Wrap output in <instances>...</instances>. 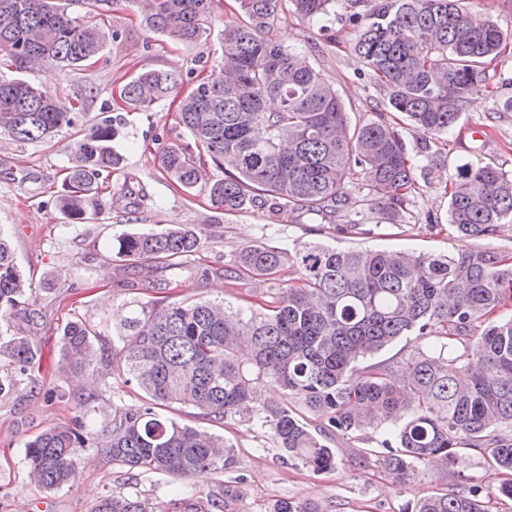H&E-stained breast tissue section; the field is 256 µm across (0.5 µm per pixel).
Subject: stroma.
I'll return each instance as SVG.
<instances>
[{
	"instance_id": "stroma-1",
	"label": "stroma",
	"mask_w": 512,
	"mask_h": 512,
	"mask_svg": "<svg viewBox=\"0 0 512 512\" xmlns=\"http://www.w3.org/2000/svg\"><path fill=\"white\" fill-rule=\"evenodd\" d=\"M233 5L234 0H215L210 31L192 45H173L147 31L135 11L118 10L110 13L108 23L120 37L106 41L92 68L0 65V80L21 79L51 90L73 112L72 125L51 139L23 143L0 138V234L10 241L18 267L33 285L28 304L12 318L10 330L33 337L39 354L36 370L17 376L20 394L0 396V512H88L98 497L129 492L147 496L157 512H175L172 501L179 498L183 481L150 471L130 479L126 467L101 448L80 450L78 479L72 486L46 490L30 481L25 443L48 427L70 423L74 403L84 402L87 422L99 431L111 424L115 404L136 408L144 401L142 392L127 384L122 369L100 379L91 369L64 365L62 334L69 322L79 319L89 325L100 337L99 347L112 355L122 346L118 329L134 304L167 295L174 301L190 296L237 307L268 297L294 278L292 268L268 279L238 281L220 274L242 248L255 243L287 253L309 241L362 252L388 248L452 254L472 248V241L448 230L447 179L466 162H495L512 171V112L501 109L504 100L512 99L509 55L487 62L491 95L472 96L447 140L399 124L417 182L409 205L411 223H389L383 206L377 205L363 214L366 233L339 234L309 214L266 208L224 212L211 205L209 188L202 183L190 191L178 188L159 161L162 146L191 139L178 123L176 103L167 99L148 110L125 112L119 94L145 68L180 75V94L191 91L205 71L222 62L220 39L225 22L233 18ZM276 34L284 45L305 54L336 88L351 121L366 122L388 112L386 90L370 80L350 50L354 28L348 19L333 18L323 29L290 15L278 21ZM118 113L127 123V137L120 144L124 167L104 184L100 214L72 221L58 198L76 140L104 117ZM183 224L199 229L204 244L178 270L157 261L145 276L112 252L115 234ZM205 268L211 269L210 277H202ZM48 392L54 393L53 401L45 400ZM158 412L208 430L233 446L235 467L196 482L193 492L204 500L219 493L225 481H240L244 494L237 512H269L281 499L313 503L321 512H402L406 503L456 491L475 496L486 512H512V500L497 493L503 474L469 448L461 449L463 462L458 466L429 464L400 482L375 464L360 463L359 449L377 450L379 432L369 429L357 439L338 434L328 442L336 450L335 469L317 474L301 463H284L269 430L243 418L216 424L176 404L159 407Z\"/></svg>"
}]
</instances>
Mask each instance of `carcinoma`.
Here are the masks:
<instances>
[{"mask_svg": "<svg viewBox=\"0 0 512 512\" xmlns=\"http://www.w3.org/2000/svg\"><path fill=\"white\" fill-rule=\"evenodd\" d=\"M96 12L77 18L55 0H0V52L21 68L28 63L86 67L98 61L107 38L104 15L124 2L141 22L169 41L199 40L212 22L214 0H92ZM239 18L224 26L223 65L178 103L179 122L192 142L161 149V165L180 188L209 185L211 204L226 212L248 206L321 217L336 231H363L358 217L384 203L390 223L404 224L415 179L408 147L379 115L351 125L334 86L274 33L280 15L319 23L342 9L356 25L353 50L371 80L388 92L395 112L426 134L446 135L469 99L488 91L485 61L504 54L512 33L497 23L472 21L460 0H235ZM180 79L145 69L127 82L121 98L131 110L170 96ZM124 118L92 126L75 144L60 208L83 220L98 206L99 187L122 167L116 148ZM72 124L57 95L22 80L0 81V135L17 142L45 140ZM211 162L213 172L206 170ZM367 171L368 192L354 186ZM512 222V172L494 163L464 164L448 192V224L464 239L494 237ZM187 225L160 231H125L112 252L125 261H165L170 268L202 247ZM297 277L258 307L222 301L158 300L136 305L123 324L126 383L145 394L136 409L118 406L112 426L87 429L84 404L71 424L51 426L26 445L31 479L47 490L76 481L81 448H104L128 470L168 474L195 483L234 466L233 448L206 430L159 415L179 404L214 423L242 416L271 431L288 461L315 473L336 467L325 440L368 429L381 432L377 462L402 480L428 460L461 463L460 445L489 451L492 465L512 473V439L488 437L512 428V317L491 316L512 302V258L482 247L457 254L328 248L309 242L293 254L248 245L224 277L269 278L282 267ZM31 284L0 237V361L23 374L37 346L11 335L9 320L25 308ZM431 336V348L409 360L363 365L398 338ZM95 331L68 323L63 355L75 368L105 363ZM464 353L454 355L457 342ZM262 385L270 396L253 401ZM298 399L323 421L315 434L276 395ZM227 481L202 504L174 500L180 512H234L242 498ZM89 512H154L139 494L102 496ZM270 512H319L311 503L276 501ZM404 512H486L463 493L420 499Z\"/></svg>", "mask_w": 512, "mask_h": 512, "instance_id": "cac0c4a2", "label": "carcinoma"}]
</instances>
